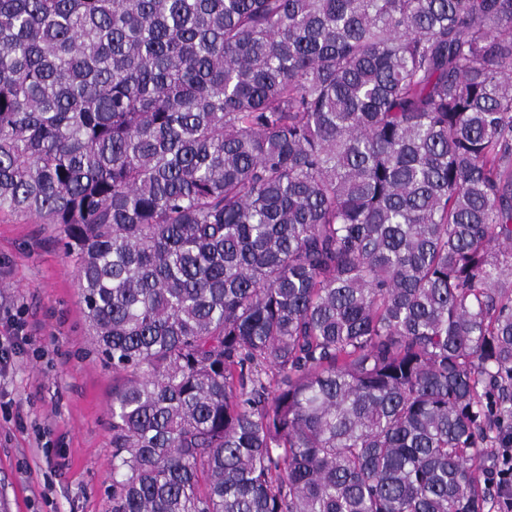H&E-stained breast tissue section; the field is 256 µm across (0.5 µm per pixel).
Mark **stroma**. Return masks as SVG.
Segmentation results:
<instances>
[{
	"mask_svg": "<svg viewBox=\"0 0 512 512\" xmlns=\"http://www.w3.org/2000/svg\"><path fill=\"white\" fill-rule=\"evenodd\" d=\"M53 225L0 213V512H112L110 365Z\"/></svg>",
	"mask_w": 512,
	"mask_h": 512,
	"instance_id": "stroma-1",
	"label": "stroma"
}]
</instances>
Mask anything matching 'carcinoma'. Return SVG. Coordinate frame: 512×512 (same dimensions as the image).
Returning <instances> with one entry per match:
<instances>
[{
    "mask_svg": "<svg viewBox=\"0 0 512 512\" xmlns=\"http://www.w3.org/2000/svg\"><path fill=\"white\" fill-rule=\"evenodd\" d=\"M112 366V512H495L512 0H0V212Z\"/></svg>",
    "mask_w": 512,
    "mask_h": 512,
    "instance_id": "cac0c4a2",
    "label": "carcinoma"
}]
</instances>
